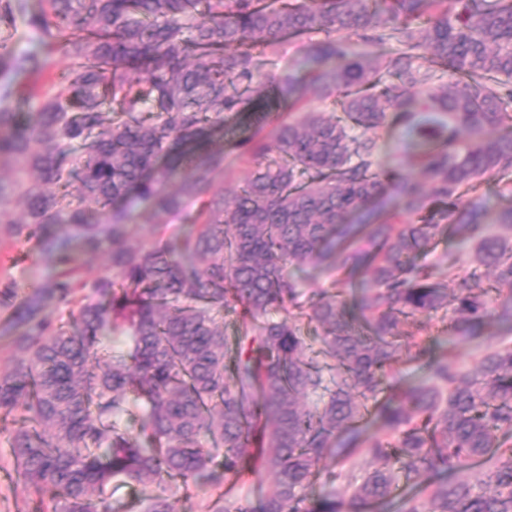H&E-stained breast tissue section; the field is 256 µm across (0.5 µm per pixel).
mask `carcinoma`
I'll list each match as a JSON object with an SVG mask.
<instances>
[{
	"mask_svg": "<svg viewBox=\"0 0 512 512\" xmlns=\"http://www.w3.org/2000/svg\"><path fill=\"white\" fill-rule=\"evenodd\" d=\"M45 2L28 16L0 0V41L21 19L40 46L0 58L1 75L67 59L54 93L24 90L36 111L0 107V238L34 241L55 271L3 328L23 355L0 374V413L35 512H112L114 482L141 487L142 512L191 487L217 492L206 512H369L401 482L422 491L403 512H512V346L453 361L485 317L512 328V0ZM287 36L308 39L295 72H261ZM308 91L340 111L291 116ZM239 112L290 116L241 141L262 162L229 202L224 115ZM396 124L426 192L376 159ZM491 178L507 204L481 192ZM138 218L156 231L132 248ZM450 228L474 241L466 273L418 262ZM101 251L115 275L83 280ZM306 263L336 293L304 296L289 267ZM53 298L75 305L57 326ZM448 310L438 352L424 319ZM403 354L426 379L366 436ZM242 479L258 503L220 493Z\"/></svg>",
	"mask_w": 512,
	"mask_h": 512,
	"instance_id": "1",
	"label": "carcinoma"
}]
</instances>
